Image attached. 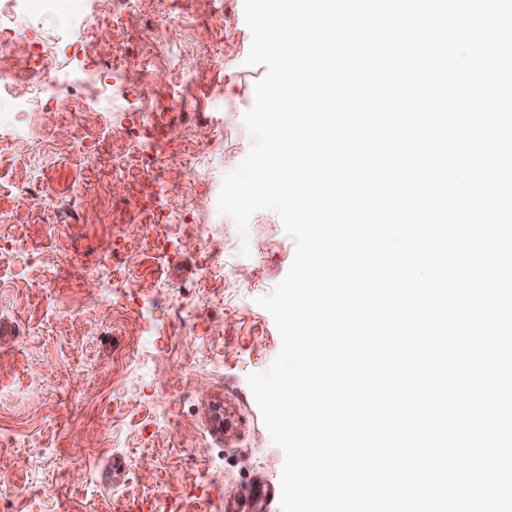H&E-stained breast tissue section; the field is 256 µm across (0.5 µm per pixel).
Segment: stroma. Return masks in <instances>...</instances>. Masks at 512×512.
Segmentation results:
<instances>
[{"label":"stroma","mask_w":512,"mask_h":512,"mask_svg":"<svg viewBox=\"0 0 512 512\" xmlns=\"http://www.w3.org/2000/svg\"><path fill=\"white\" fill-rule=\"evenodd\" d=\"M116 11L113 0H56L29 19L63 77L89 81L90 60L106 85L33 112L0 105V246L11 251L0 261V480L15 492L11 512H238L250 485L280 483L284 453L246 377L280 350L257 299L295 246L271 211L240 237L212 184L253 143L243 116L266 69L245 63L243 0H140L118 24ZM142 88L154 110L140 120ZM17 125L30 141L9 143ZM82 137L96 144L86 165L66 154ZM37 165L54 208L28 198ZM162 193L185 220L210 217L207 249L224 274L208 281L209 302L186 293L198 241L167 223ZM104 261L122 283L105 299L91 274ZM217 394L233 417L221 444L206 427Z\"/></svg>","instance_id":"stroma-1"}]
</instances>
